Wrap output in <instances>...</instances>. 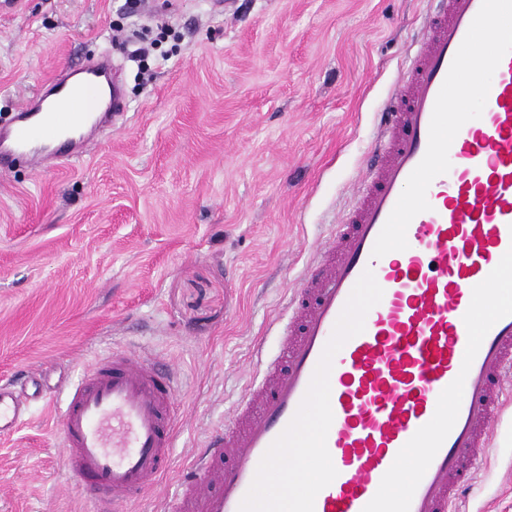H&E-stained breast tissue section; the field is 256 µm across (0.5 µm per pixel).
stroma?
<instances>
[{"label":"stroma","mask_w":512,"mask_h":512,"mask_svg":"<svg viewBox=\"0 0 512 512\" xmlns=\"http://www.w3.org/2000/svg\"><path fill=\"white\" fill-rule=\"evenodd\" d=\"M428 0H13L0 124L51 78L112 59L127 110L85 152L0 171V381L43 397L0 436V512H95L62 451L66 389L112 353L182 379L179 472L279 353L288 298L356 202ZM458 512H512V402Z\"/></svg>","instance_id":"35a3bbf8"}]
</instances>
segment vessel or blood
I'll list each match as a JSON object with an SVG mask.
<instances>
[{
	"mask_svg": "<svg viewBox=\"0 0 512 512\" xmlns=\"http://www.w3.org/2000/svg\"><path fill=\"white\" fill-rule=\"evenodd\" d=\"M361 182L321 245L267 366L184 470L166 512H448L512 397V0H432ZM109 60L64 74L0 127V165L76 157ZM488 309V316L477 313ZM176 379L137 353L71 385L70 470L116 512L170 462ZM0 384V434L28 415ZM315 449L321 472L292 490ZM419 462L402 480L407 454ZM401 482L396 496L386 488Z\"/></svg>",
	"mask_w": 512,
	"mask_h": 512,
	"instance_id": "vessel-or-blood-1",
	"label": "vessel or blood"
}]
</instances>
